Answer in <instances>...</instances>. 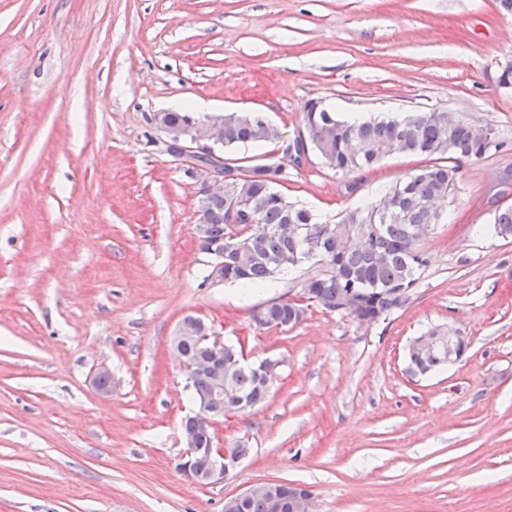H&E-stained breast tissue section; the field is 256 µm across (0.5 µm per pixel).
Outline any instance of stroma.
<instances>
[{
  "instance_id": "1",
  "label": "stroma",
  "mask_w": 512,
  "mask_h": 512,
  "mask_svg": "<svg viewBox=\"0 0 512 512\" xmlns=\"http://www.w3.org/2000/svg\"><path fill=\"white\" fill-rule=\"evenodd\" d=\"M510 67L497 0H0V512H224L267 480L311 488L316 512H512V238L484 230L512 206ZM311 100L342 119L446 110L498 148L459 164L387 320L313 307L257 332L254 307L307 271L206 281L201 183L152 117L263 113L282 142L225 158L284 164L281 192L329 222L431 164L286 155ZM188 315L282 362L267 401L218 426L250 453L211 485L177 470L195 405L170 340ZM434 327L470 347L412 374L408 345Z\"/></svg>"
}]
</instances>
